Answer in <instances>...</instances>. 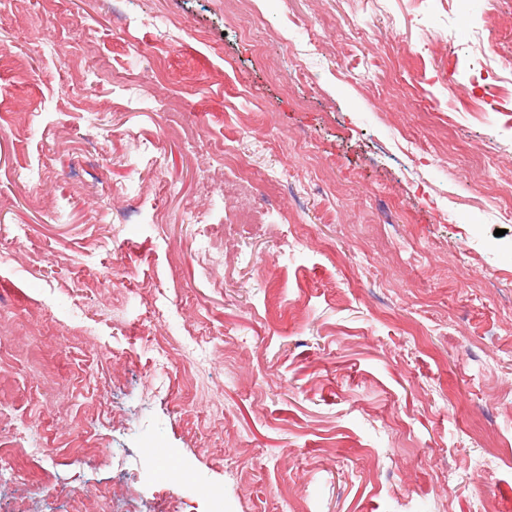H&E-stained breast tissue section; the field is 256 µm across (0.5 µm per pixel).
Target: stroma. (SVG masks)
<instances>
[{"instance_id":"obj_1","label":"stroma","mask_w":512,"mask_h":512,"mask_svg":"<svg viewBox=\"0 0 512 512\" xmlns=\"http://www.w3.org/2000/svg\"><path fill=\"white\" fill-rule=\"evenodd\" d=\"M251 8L0 10V512H512V97L467 80L512 19ZM256 170L270 232L204 259Z\"/></svg>"}]
</instances>
